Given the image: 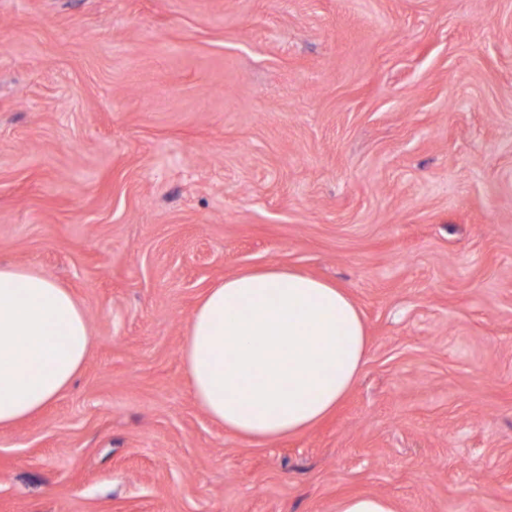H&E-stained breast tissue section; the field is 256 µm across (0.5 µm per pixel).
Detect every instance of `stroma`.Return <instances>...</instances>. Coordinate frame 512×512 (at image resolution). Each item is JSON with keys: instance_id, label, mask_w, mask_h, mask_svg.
<instances>
[{"instance_id": "obj_1", "label": "stroma", "mask_w": 512, "mask_h": 512, "mask_svg": "<svg viewBox=\"0 0 512 512\" xmlns=\"http://www.w3.org/2000/svg\"><path fill=\"white\" fill-rule=\"evenodd\" d=\"M0 264L94 335L0 430V512H512V0H0ZM271 264L369 344L331 418L255 445L180 350ZM394 504L385 497L373 494H358L343 498L336 512H395Z\"/></svg>"}]
</instances>
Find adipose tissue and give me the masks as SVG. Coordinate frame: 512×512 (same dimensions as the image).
Instances as JSON below:
<instances>
[{"mask_svg": "<svg viewBox=\"0 0 512 512\" xmlns=\"http://www.w3.org/2000/svg\"><path fill=\"white\" fill-rule=\"evenodd\" d=\"M93 344L79 301L54 279L0 266V428L57 399ZM368 337L336 284L270 266L225 277L193 312L181 349L198 406L256 444L307 431L356 384Z\"/></svg>", "mask_w": 512, "mask_h": 512, "instance_id": "1", "label": "adipose tissue"}]
</instances>
